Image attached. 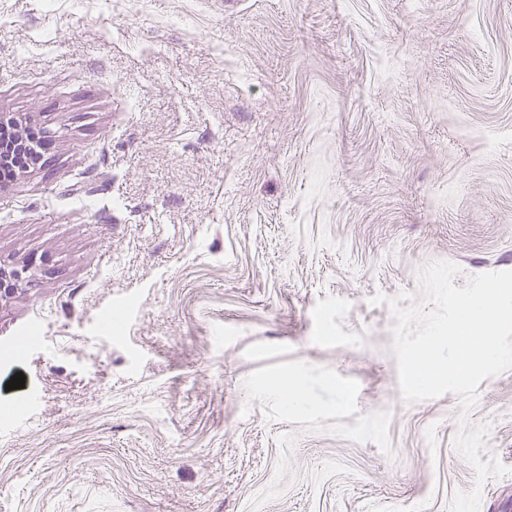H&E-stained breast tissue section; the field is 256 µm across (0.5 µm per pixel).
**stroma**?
<instances>
[{
	"instance_id": "1",
	"label": "stroma",
	"mask_w": 512,
	"mask_h": 512,
	"mask_svg": "<svg viewBox=\"0 0 512 512\" xmlns=\"http://www.w3.org/2000/svg\"><path fill=\"white\" fill-rule=\"evenodd\" d=\"M0 112V512H512L371 302L512 270V0H0ZM21 123L22 118L16 113H0V163L10 161L14 155L21 153L37 154L20 134Z\"/></svg>"
}]
</instances>
